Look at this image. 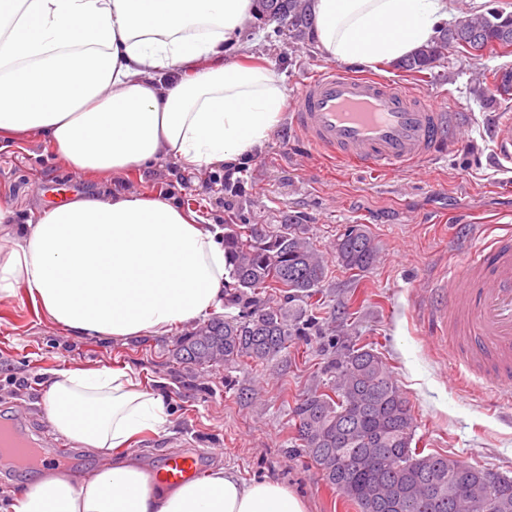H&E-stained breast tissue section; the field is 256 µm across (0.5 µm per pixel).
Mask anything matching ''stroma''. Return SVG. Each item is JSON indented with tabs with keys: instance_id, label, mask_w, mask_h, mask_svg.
<instances>
[{
	"instance_id": "obj_1",
	"label": "stroma",
	"mask_w": 512,
	"mask_h": 512,
	"mask_svg": "<svg viewBox=\"0 0 512 512\" xmlns=\"http://www.w3.org/2000/svg\"><path fill=\"white\" fill-rule=\"evenodd\" d=\"M275 27L252 18L242 40L253 62L274 65L291 96L330 61L312 40H288ZM504 65L512 66V54L469 59L452 53L430 79L391 65L378 68V75L453 112L466 131L463 141L398 175L374 176L333 162L286 117L261 150L237 166L230 192L211 182L221 168L172 158L101 176L71 168L36 135L1 148L0 199L10 203L17 223L37 221L50 208L54 187L68 181L78 199L104 190L159 195L201 224L221 227L228 213L239 212L251 224L305 225L324 254L326 277L318 302L294 301L307 329L278 359L204 372L187 370L170 354L175 337L191 325L131 340L76 338L19 289L0 302V423L13 419L21 404L29 434L49 432L41 401L49 371L127 366L145 388L165 396L164 432L145 434L131 447L149 470L170 454L201 450L204 470L221 465L248 482H279L305 500L307 512H359L302 452L294 417L300 399L325 391V368L337 349L357 343L379 353L407 397L413 447L512 475V418L487 409L480 390L456 383L447 337L428 335L418 313L420 288L439 283L449 264L464 261L458 226L512 225V187L493 137L496 116L512 113V99L480 93L477 80ZM357 224L378 249L365 272L343 269L331 253L336 238Z\"/></svg>"
}]
</instances>
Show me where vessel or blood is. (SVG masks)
<instances>
[{"instance_id":"1","label":"vessel or blood","mask_w":512,"mask_h":512,"mask_svg":"<svg viewBox=\"0 0 512 512\" xmlns=\"http://www.w3.org/2000/svg\"><path fill=\"white\" fill-rule=\"evenodd\" d=\"M292 123L314 148L359 170L399 173L431 159L458 138L461 128L443 121L433 101L380 76H358L338 66L305 80L290 103ZM497 151L512 163V114L497 121ZM443 301L427 318L432 334L463 337L465 355L454 356L460 379L477 373L512 393V230L468 250L465 262L445 274ZM202 475L197 461L170 455L166 483Z\"/></svg>"}]
</instances>
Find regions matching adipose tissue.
<instances>
[{
	"mask_svg": "<svg viewBox=\"0 0 512 512\" xmlns=\"http://www.w3.org/2000/svg\"><path fill=\"white\" fill-rule=\"evenodd\" d=\"M254 0H0V137L37 134L66 163L100 174L173 158L199 168L254 155L286 93L270 66L226 56ZM316 49L360 69L430 45L448 0H311ZM0 201V300L24 287L78 337L163 335L222 306L224 242L173 201L90 196L15 224ZM52 431L102 457L90 478L43 468L7 512H307L275 481L220 467L175 486L128 446L164 427L161 395L101 365L52 372Z\"/></svg>",
	"mask_w": 512,
	"mask_h": 512,
	"instance_id": "adipose-tissue-1",
	"label": "adipose tissue"
}]
</instances>
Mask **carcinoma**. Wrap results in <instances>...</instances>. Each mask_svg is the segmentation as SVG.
<instances>
[{"instance_id":"cac0c4a2","label":"carcinoma","mask_w":512,"mask_h":512,"mask_svg":"<svg viewBox=\"0 0 512 512\" xmlns=\"http://www.w3.org/2000/svg\"><path fill=\"white\" fill-rule=\"evenodd\" d=\"M308 2L257 0L259 15L279 20L295 41L308 38L312 30ZM506 20L512 30V14L496 7L482 17L460 20L398 68L426 74L477 25L485 36L477 47L505 55L492 40L501 37ZM224 228L232 265L224 307H237L239 313L214 316L175 338L176 359L200 370L276 358L300 330L289 301L315 297L325 277L322 256L300 224L233 223ZM333 250L338 264L349 271H365L377 260L372 237L358 227L340 235ZM279 291L284 293L280 301L274 299ZM327 369L332 374L327 391L307 396L295 408L296 429L326 483L359 512H455L448 507V481L461 476L473 483L489 473L466 464L457 468L447 455L411 447L414 424L407 398L373 349L348 346Z\"/></svg>"}]
</instances>
